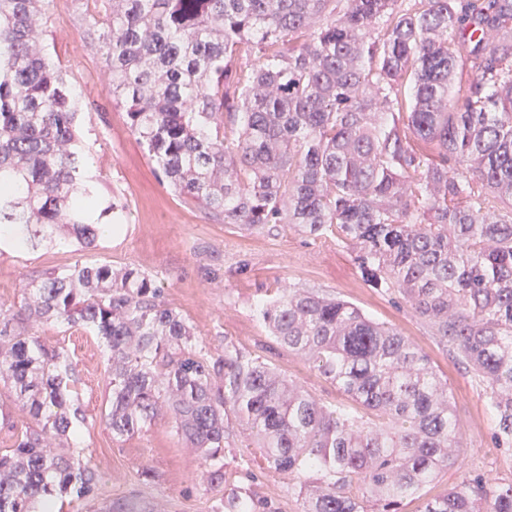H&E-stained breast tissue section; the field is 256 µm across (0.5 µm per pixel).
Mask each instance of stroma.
Returning a JSON list of instances; mask_svg holds the SVG:
<instances>
[{
    "label": "stroma",
    "instance_id": "obj_1",
    "mask_svg": "<svg viewBox=\"0 0 512 512\" xmlns=\"http://www.w3.org/2000/svg\"><path fill=\"white\" fill-rule=\"evenodd\" d=\"M111 5L112 0H50L43 38L81 97L82 135L103 190L126 207L124 230L89 252L57 245L0 254V308H18L45 273L78 261L136 267L148 272L165 303L193 324L211 356L223 355L225 343H233L268 360L316 401L336 404L346 402V395L276 343L257 309L281 288L349 301L373 320L397 328L448 379L465 452L423 489L424 498L441 495L475 474L493 484L512 483V447L498 446L493 437L486 384L458 362L453 347L440 342L427 321L363 280L351 245L287 224L262 230L219 224L166 185L157 163L132 134L125 108L112 99L97 47L99 31L92 26ZM34 333L69 353L79 403L91 420L69 444L100 481L89 501L60 498L63 512H112L120 505L127 512H220L230 493L255 498L263 512H300L298 478L262 471L242 448L225 449L224 483L211 486L208 459L177 435L169 412H160L131 436L114 438L102 418L108 395L103 345L77 327L43 324ZM27 425L10 387L0 384V454L12 449ZM147 469L152 472L148 478L143 475Z\"/></svg>",
    "mask_w": 512,
    "mask_h": 512
}]
</instances>
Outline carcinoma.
<instances>
[{"label":"carcinoma","mask_w":512,"mask_h":512,"mask_svg":"<svg viewBox=\"0 0 512 512\" xmlns=\"http://www.w3.org/2000/svg\"><path fill=\"white\" fill-rule=\"evenodd\" d=\"M45 4L0 0V253L92 251L126 215L40 41ZM94 25L113 100L174 192L217 223L350 243L364 281L487 383L512 447V0H112ZM259 315L350 403L322 404L234 346L213 358L139 268L77 262L1 308L0 382L30 423L0 455V512H54L99 482L52 448L86 417L70 356L32 322L98 338L112 435L169 409L212 486L235 424L266 470L304 477L301 512H404L458 462L448 380L397 329L304 289ZM419 512H512V484L474 477Z\"/></svg>","instance_id":"obj_1"}]
</instances>
